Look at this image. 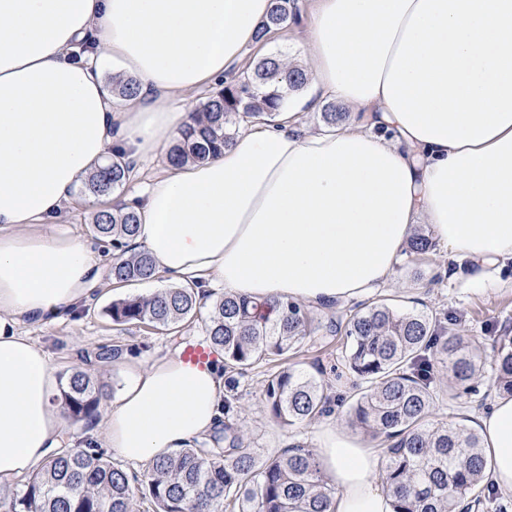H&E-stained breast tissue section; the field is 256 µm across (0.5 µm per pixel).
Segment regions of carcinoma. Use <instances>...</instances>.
Returning a JSON list of instances; mask_svg holds the SVG:
<instances>
[{
  "mask_svg": "<svg viewBox=\"0 0 512 512\" xmlns=\"http://www.w3.org/2000/svg\"><path fill=\"white\" fill-rule=\"evenodd\" d=\"M297 14L296 0H272L259 29L264 37ZM306 74L279 56L262 58L253 71L210 97L168 151L172 165L205 162L227 147L236 128L257 121L273 122L290 90ZM126 167L112 161L86 183L93 195L114 193L126 184ZM137 215L117 206L95 214L93 235L112 245L108 278L122 287L156 278L158 268L146 250L129 251ZM435 247L429 229L416 228L407 246L411 256ZM207 308L203 331L224 351L228 374L224 395V434L211 446L192 448L149 462L142 495L153 512H331L336 488L323 480L312 449L291 444L258 463L234 419L237 376L255 364L297 354L319 332L346 339L336 364V383L350 382V426L386 443L380 478L393 496L395 512H466L491 500L484 474L481 440L464 424H433L440 360L453 379L452 397L478 392L484 381L512 395V336L493 337L494 363L485 370L471 338L448 327L437 312L400 310L388 299L372 301L345 317L314 323L308 306L293 300L272 304L224 293L209 299L194 288H163L149 296H125L105 309L112 329L130 325L180 332L184 323ZM280 310L276 319L268 310ZM119 344L83 351L85 368L60 380V405L67 418L96 419L103 387L91 370L121 359ZM344 397L324 379L296 365L272 374L265 403L281 427L328 416ZM137 477L108 459L100 448L65 447L14 490H0V512H132V484Z\"/></svg>",
  "mask_w": 512,
  "mask_h": 512,
  "instance_id": "1",
  "label": "carcinoma"
}]
</instances>
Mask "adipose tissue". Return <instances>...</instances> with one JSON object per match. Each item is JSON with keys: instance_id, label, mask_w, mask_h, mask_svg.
I'll return each mask as SVG.
<instances>
[{"instance_id": "1", "label": "adipose tissue", "mask_w": 512, "mask_h": 512, "mask_svg": "<svg viewBox=\"0 0 512 512\" xmlns=\"http://www.w3.org/2000/svg\"><path fill=\"white\" fill-rule=\"evenodd\" d=\"M309 88L218 156L168 167L133 208V244L172 286L316 308L395 273L417 224L462 277L512 260V0H311ZM271 0H0V486L71 434L47 352L19 328L60 319L102 288L96 240L50 227L121 155L164 151L190 124L175 97L226 80ZM138 90L116 96L112 76ZM358 121L309 132L313 98ZM223 356L130 370L92 445L140 463L220 426ZM486 474L512 494V397L476 418ZM314 452L332 512H394L372 450L322 425Z\"/></svg>"}]
</instances>
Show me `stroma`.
Wrapping results in <instances>:
<instances>
[{
    "label": "stroma",
    "instance_id": "35a3bbf8",
    "mask_svg": "<svg viewBox=\"0 0 512 512\" xmlns=\"http://www.w3.org/2000/svg\"><path fill=\"white\" fill-rule=\"evenodd\" d=\"M297 17L268 39L263 50L248 49L244 71H251L263 55L282 54L290 63L307 66L308 56L302 33L309 22L308 0H297ZM454 262L445 250L437 248L425 259L400 256L392 280L377 289L380 297L393 299L404 309L437 310L448 314L462 334L472 337L480 346L485 360L494 356L492 339L512 336V261L506 262L499 273L495 287L473 289L463 279L453 277ZM165 277L124 288L107 287L98 292L94 302L84 312L28 327V335L49 354L57 372L78 367V351L91 350L103 344L121 341L127 349V358L142 365L176 351L182 338L202 339L201 321L184 325L179 334H166L147 326H130L123 333L113 331L105 309L112 300L126 295H149L167 287ZM281 361H267L255 365L238 379L236 390L237 423L243 435L262 457L277 454L293 443L312 446L313 432L318 421L299 423L282 428L270 417L264 399V385L268 376L281 370ZM440 385L435 390L436 421L473 426L476 416L487 408L497 390L491 384L480 386L477 394L452 398L446 383L448 372L439 369Z\"/></svg>",
    "mask_w": 512,
    "mask_h": 512
}]
</instances>
